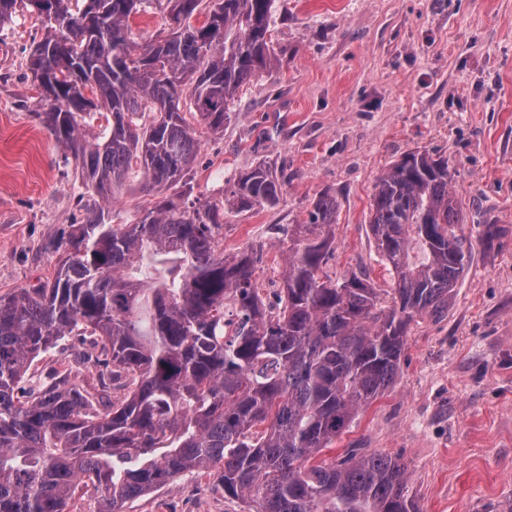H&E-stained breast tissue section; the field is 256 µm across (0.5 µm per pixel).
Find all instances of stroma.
<instances>
[{
	"label": "stroma",
	"mask_w": 512,
	"mask_h": 512,
	"mask_svg": "<svg viewBox=\"0 0 512 512\" xmlns=\"http://www.w3.org/2000/svg\"><path fill=\"white\" fill-rule=\"evenodd\" d=\"M277 62L244 85L222 133L197 127L189 199L220 197L263 161L288 177L278 205L224 215V251L252 250L267 305L281 286L288 227L335 194L331 277L356 272L389 289L370 230L380 174L421 150L448 160L472 259L442 318L407 329L397 375L326 459L349 447L399 459L420 512H512V0H274ZM42 29L19 10L0 28V296L51 278L80 223L75 164L38 119L28 56ZM157 201L140 169L108 206L116 224ZM506 228L494 244L484 219ZM79 332L35 359L24 389L49 373L89 374ZM122 512H247L204 472L127 501Z\"/></svg>",
	"instance_id": "1"
}]
</instances>
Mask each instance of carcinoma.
<instances>
[{"instance_id": "1", "label": "carcinoma", "mask_w": 512, "mask_h": 512, "mask_svg": "<svg viewBox=\"0 0 512 512\" xmlns=\"http://www.w3.org/2000/svg\"><path fill=\"white\" fill-rule=\"evenodd\" d=\"M274 0H0L44 27L28 68L37 113L83 188L115 197L134 168L158 193L187 185L196 130L224 132L239 89L271 70ZM165 5L177 27L140 44L130 20ZM206 12L198 27L189 24ZM105 113L91 143L81 121ZM448 160L403 154L379 178L370 229L393 277L392 305L356 273L325 271L336 195L288 234L277 307L249 250L224 255V210L275 206L284 173L265 162L229 195L161 199L131 224L85 207L51 279L0 296V512H69L78 487L99 512L184 474L208 472L253 512H419L407 466L349 448L317 460L393 382L414 316H442L472 244ZM423 254L415 261L414 251ZM80 329L108 360L81 385L56 372L17 396L34 359ZM111 385L124 390L103 400Z\"/></svg>"}]
</instances>
